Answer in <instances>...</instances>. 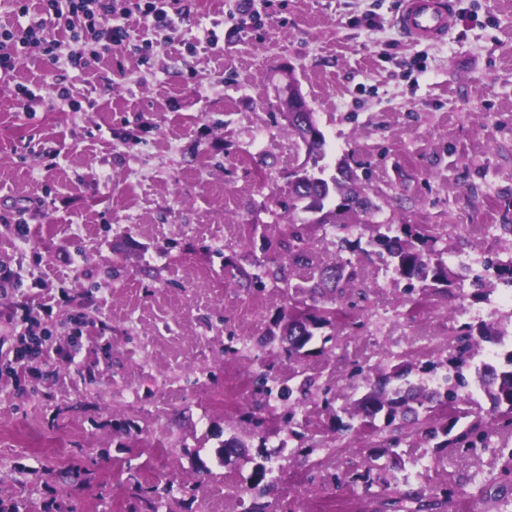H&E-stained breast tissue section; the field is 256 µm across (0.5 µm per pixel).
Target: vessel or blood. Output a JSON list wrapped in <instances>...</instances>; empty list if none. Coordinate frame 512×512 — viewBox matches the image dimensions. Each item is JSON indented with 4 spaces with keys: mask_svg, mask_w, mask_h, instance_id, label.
Segmentation results:
<instances>
[{
    "mask_svg": "<svg viewBox=\"0 0 512 512\" xmlns=\"http://www.w3.org/2000/svg\"><path fill=\"white\" fill-rule=\"evenodd\" d=\"M454 23L447 0H403L397 18L401 32L417 43L442 40Z\"/></svg>",
    "mask_w": 512,
    "mask_h": 512,
    "instance_id": "b4317fda",
    "label": "vessel or blood"
}]
</instances>
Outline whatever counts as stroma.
I'll return each instance as SVG.
<instances>
[{
    "mask_svg": "<svg viewBox=\"0 0 512 512\" xmlns=\"http://www.w3.org/2000/svg\"><path fill=\"white\" fill-rule=\"evenodd\" d=\"M448 2L455 23L435 43L400 33L401 0H272L258 21L184 0L174 41L134 15L146 51L19 60L0 82V512H387L410 488L453 489L437 512H504L511 435L467 454L404 445L369 471L366 440L337 433L320 392L350 404L366 390L356 365L398 356L422 377L474 311L512 316L501 292L410 303L378 258L338 250L331 225L298 211L318 261L352 262L367 294L346 291L296 363L279 342L287 295L227 270L283 255L286 66L325 136L324 178L342 159L371 169L373 223L436 225L464 273L512 253V0ZM33 334L39 352L15 360ZM297 370L318 384L298 409L303 442L287 403L253 385ZM234 437L244 449L218 462ZM260 461L271 490L256 497ZM164 485L151 507L136 494Z\"/></svg>",
    "mask_w": 512,
    "mask_h": 512,
    "instance_id": "1",
    "label": "stroma"
}]
</instances>
